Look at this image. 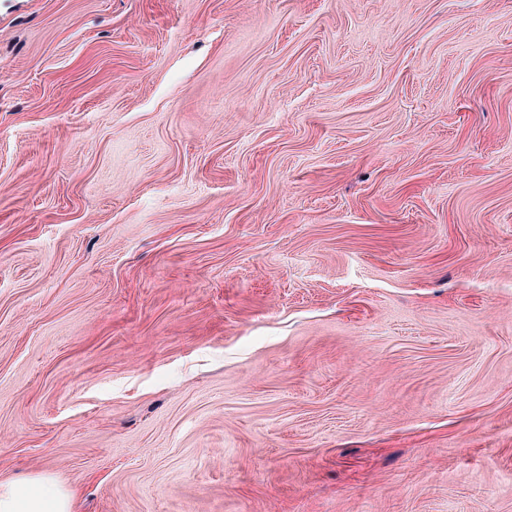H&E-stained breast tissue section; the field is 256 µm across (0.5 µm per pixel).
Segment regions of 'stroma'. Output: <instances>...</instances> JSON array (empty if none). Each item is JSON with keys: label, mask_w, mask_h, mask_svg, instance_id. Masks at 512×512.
I'll return each mask as SVG.
<instances>
[{"label": "stroma", "mask_w": 512, "mask_h": 512, "mask_svg": "<svg viewBox=\"0 0 512 512\" xmlns=\"http://www.w3.org/2000/svg\"><path fill=\"white\" fill-rule=\"evenodd\" d=\"M75 512H512V0H0V481ZM0 512H74V493L48 475L0 481Z\"/></svg>", "instance_id": "35a3bbf8"}]
</instances>
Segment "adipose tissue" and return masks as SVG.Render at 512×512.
Here are the masks:
<instances>
[{
	"label": "adipose tissue",
	"instance_id": "obj_1",
	"mask_svg": "<svg viewBox=\"0 0 512 512\" xmlns=\"http://www.w3.org/2000/svg\"><path fill=\"white\" fill-rule=\"evenodd\" d=\"M0 512H74V494L47 475L0 481Z\"/></svg>",
	"mask_w": 512,
	"mask_h": 512
}]
</instances>
